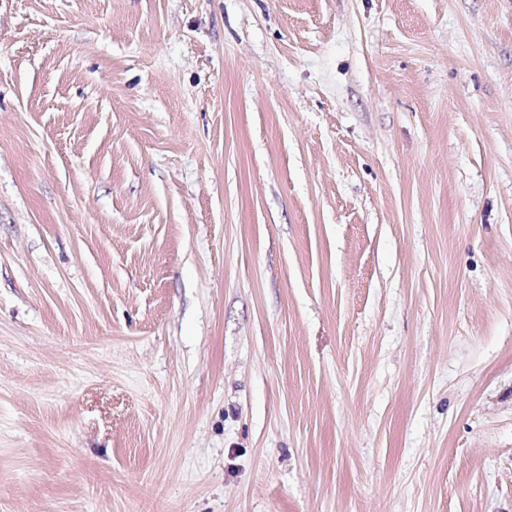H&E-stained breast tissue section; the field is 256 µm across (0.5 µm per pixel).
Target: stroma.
<instances>
[{
    "instance_id": "stroma-1",
    "label": "stroma",
    "mask_w": 512,
    "mask_h": 512,
    "mask_svg": "<svg viewBox=\"0 0 512 512\" xmlns=\"http://www.w3.org/2000/svg\"><path fill=\"white\" fill-rule=\"evenodd\" d=\"M0 512H512V0H0Z\"/></svg>"
}]
</instances>
